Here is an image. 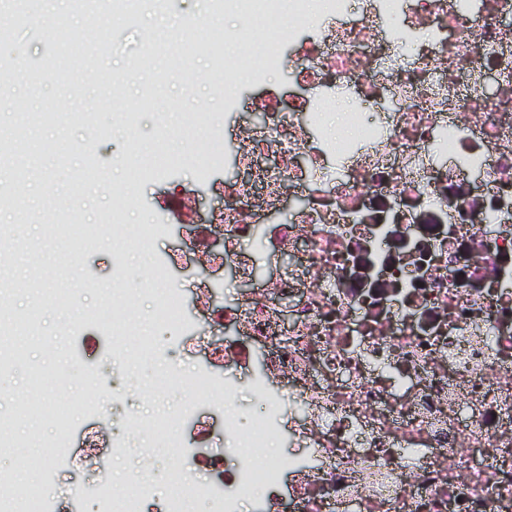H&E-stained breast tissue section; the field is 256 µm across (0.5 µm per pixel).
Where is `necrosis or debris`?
I'll return each instance as SVG.
<instances>
[{
  "instance_id": "obj_1",
  "label": "necrosis or debris",
  "mask_w": 512,
  "mask_h": 512,
  "mask_svg": "<svg viewBox=\"0 0 512 512\" xmlns=\"http://www.w3.org/2000/svg\"><path fill=\"white\" fill-rule=\"evenodd\" d=\"M251 16L228 51L222 29L205 44L225 80L261 77L289 33L336 17L330 35L302 42L289 64L310 94L287 107L255 104L261 119L232 145L249 173L224 186V254L237 279L287 256L267 285L225 295L210 325L241 327L244 340L208 343L224 375L197 371L194 385L227 414L236 371L251 345L267 352L254 390L264 411L252 431L225 443L194 479L197 461L175 473L161 512H242L289 478L288 512H512V0H223ZM410 47L399 59L394 44ZM351 110L353 135H322L331 91ZM319 138H311L310 130ZM263 232H256V225ZM156 313L193 330L180 288L151 267ZM137 298L109 293L101 320L116 355L135 345ZM149 426L153 442L179 447L172 427L209 429L199 403L172 407L163 391ZM299 458L270 459L268 444L292 410ZM100 438L86 433L78 456L86 480L68 497L102 493L103 512H142L148 471L106 495ZM42 485L0 474V512H44Z\"/></svg>"
}]
</instances>
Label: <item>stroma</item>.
<instances>
[{"label":"stroma","instance_id":"1","mask_svg":"<svg viewBox=\"0 0 512 512\" xmlns=\"http://www.w3.org/2000/svg\"><path fill=\"white\" fill-rule=\"evenodd\" d=\"M200 0H142L132 14H114L112 0H98L94 15L74 8L71 0H27L18 17L16 0H0V225L11 227L5 249L8 267H0L6 288V310L0 311V422L13 436L0 451V473L21 484L44 483L55 494L60 483L82 482L76 457L87 431L104 433L108 442L98 453L100 471L113 487L132 472L150 470L157 493H165L175 458L170 449L151 447L142 424L155 415L153 381L158 372L175 369L182 378L169 388L170 403L189 393L193 371L211 369L223 376V364H210L204 352L192 350L191 334L168 321L155 320L153 298L143 295L138 309L140 330L153 345L154 356L134 371L116 360L109 338H95L87 317L101 309L114 280L125 288L144 287L143 254L136 244L105 240L82 245L61 241L47 228L53 224L109 223L121 211L126 224H151L167 217L162 234L151 245L153 258L164 261L170 281L182 290L184 315L205 324L207 309L197 285L227 276L195 250V237L224 209V185L232 181L231 162L198 177L179 164L187 152L200 153L203 141L182 147L168 141L157 113L138 108L153 96L175 111L184 125L200 111L224 115V138L233 140L251 127L257 97L288 102L304 89L288 74V57L296 45H281L279 64L261 83L233 86L234 105L211 95L212 61L200 52L179 51L171 39L181 19L195 14ZM77 56L66 80L51 67L59 44ZM140 65L139 81L116 87L114 74ZM53 121H44L45 113ZM159 153L160 166L136 170L135 158ZM186 196L195 208L194 221L170 214L172 198ZM204 233V232H203ZM79 295H72V288ZM260 350H253L241 373L234 401L242 414L234 424L246 433L261 400L251 380L260 376ZM123 382L113 391L115 382ZM105 390L97 408L84 405L90 386ZM70 402L71 430L67 446L56 449L55 404ZM43 457L42 466L20 472L17 457Z\"/></svg>","mask_w":512,"mask_h":512}]
</instances>
